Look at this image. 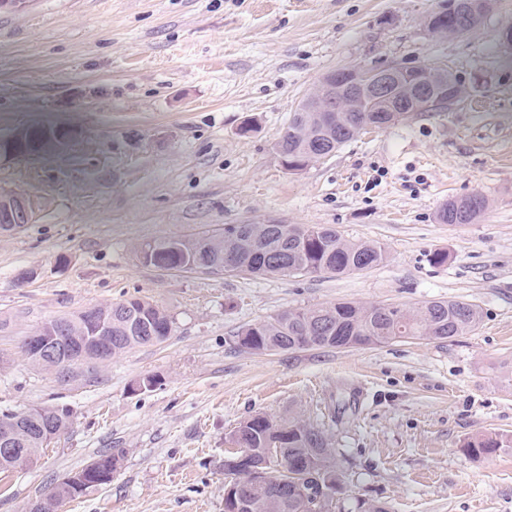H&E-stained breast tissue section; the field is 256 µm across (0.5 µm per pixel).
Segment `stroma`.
Segmentation results:
<instances>
[{"instance_id":"35a3bbf8","label":"stroma","mask_w":512,"mask_h":512,"mask_svg":"<svg viewBox=\"0 0 512 512\" xmlns=\"http://www.w3.org/2000/svg\"><path fill=\"white\" fill-rule=\"evenodd\" d=\"M446 0H27L0 10V142L39 125L65 142L0 152V191L40 201L0 232V410L65 405L71 429L35 463L0 473V512H28L63 474L119 448L109 486L59 512H224V456L256 413L298 416L336 448L330 512H512V0L444 37ZM441 64L468 91L359 134L299 173L274 145L325 74ZM489 206L444 224L448 199ZM228 224H324L384 246L386 261L340 276H257L140 264L134 246ZM434 252L446 253L440 265ZM66 265H59V258ZM36 270L33 279L16 276ZM131 296L166 307L176 332L60 378L21 346L49 320ZM476 304L448 342L253 354L243 327L335 302ZM147 375L161 383L134 391ZM464 450L474 457L496 454L504 448H512V437L503 435H482L471 438L463 445Z\"/></svg>"}]
</instances>
